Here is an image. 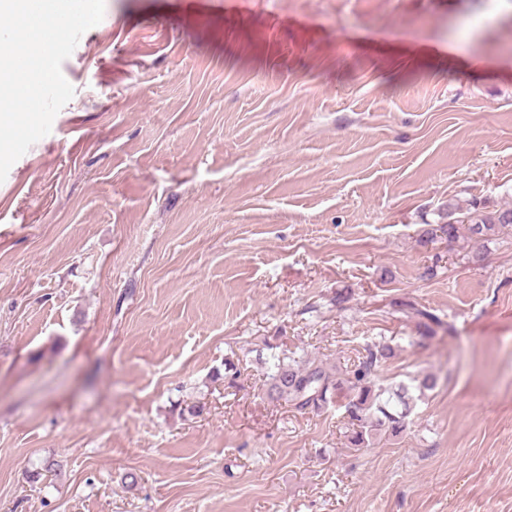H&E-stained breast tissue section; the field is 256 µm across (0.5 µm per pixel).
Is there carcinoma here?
Listing matches in <instances>:
<instances>
[{
    "mask_svg": "<svg viewBox=\"0 0 512 512\" xmlns=\"http://www.w3.org/2000/svg\"><path fill=\"white\" fill-rule=\"evenodd\" d=\"M458 223L469 224L471 235L488 239L512 224V209L474 211ZM396 307L399 313L417 316L428 338L439 329H451L447 322L424 307L403 302ZM392 357L390 346L372 343L364 347L361 357L350 366L333 371L317 359L275 356L266 374V396L272 402H284L299 412L318 411L335 399H346L350 447L367 448L383 432L396 436L406 430L414 401L411 389L422 393L437 385L438 378L433 374L415 379L414 386L380 384V373Z\"/></svg>",
    "mask_w": 512,
    "mask_h": 512,
    "instance_id": "obj_1",
    "label": "carcinoma"
}]
</instances>
